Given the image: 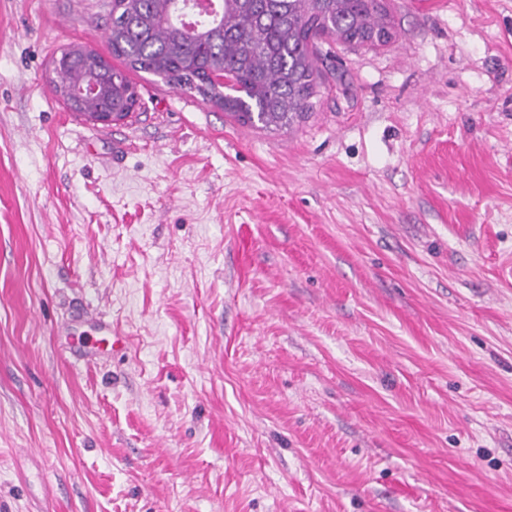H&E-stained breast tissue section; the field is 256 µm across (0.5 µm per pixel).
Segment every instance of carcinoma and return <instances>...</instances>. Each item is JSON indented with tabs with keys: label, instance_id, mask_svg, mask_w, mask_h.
Wrapping results in <instances>:
<instances>
[{
	"label": "carcinoma",
	"instance_id": "obj_1",
	"mask_svg": "<svg viewBox=\"0 0 512 512\" xmlns=\"http://www.w3.org/2000/svg\"><path fill=\"white\" fill-rule=\"evenodd\" d=\"M186 0H112L108 40L127 67L199 94L243 124L282 129L302 120L325 76L319 45L350 48L390 42L392 28L376 0H221V13L187 25ZM218 71L232 74L224 88ZM60 96L93 78L100 93L74 111L130 112L138 101L127 75L94 50L70 46L54 67Z\"/></svg>",
	"mask_w": 512,
	"mask_h": 512
}]
</instances>
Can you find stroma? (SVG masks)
I'll return each instance as SVG.
<instances>
[{
	"instance_id": "35a3bbf8",
	"label": "stroma",
	"mask_w": 512,
	"mask_h": 512,
	"mask_svg": "<svg viewBox=\"0 0 512 512\" xmlns=\"http://www.w3.org/2000/svg\"><path fill=\"white\" fill-rule=\"evenodd\" d=\"M266 131L0 0V512H512V0H386ZM54 73L53 88L63 97L68 107L66 91L87 78H94L97 81L101 89L98 95L96 94L99 92V87L94 82L85 83L69 92L71 98H85L76 108L69 107V109L82 115L99 112L88 117L95 124L110 125L116 122V114L112 112H132L137 104L136 88L127 75L112 66L109 60L94 50L81 46L63 49L56 59Z\"/></svg>"
}]
</instances>
